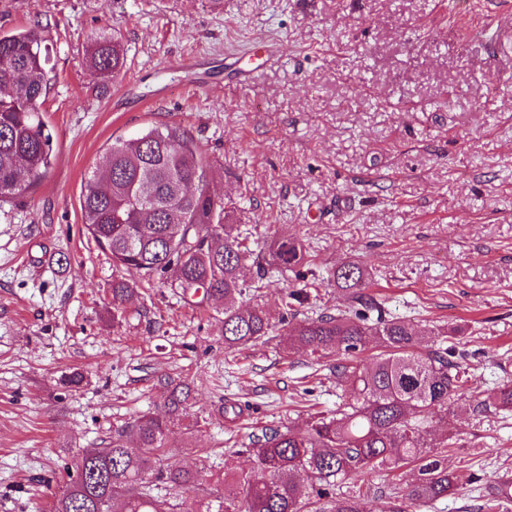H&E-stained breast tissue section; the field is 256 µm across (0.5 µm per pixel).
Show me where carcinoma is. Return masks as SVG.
Instances as JSON below:
<instances>
[{"label": "carcinoma", "mask_w": 512, "mask_h": 512, "mask_svg": "<svg viewBox=\"0 0 512 512\" xmlns=\"http://www.w3.org/2000/svg\"><path fill=\"white\" fill-rule=\"evenodd\" d=\"M49 49L37 26L0 34V199L15 198L37 185L52 164V134L40 113L50 87ZM121 45L100 38L91 51V75L118 74ZM208 163L194 139L180 126L152 128L132 139H116L102 167L88 173L81 195L83 224L116 269L133 268L151 281L171 274L183 293L203 291V301L224 315V348L258 342L272 330L266 311L244 307L242 264L254 255L247 239L233 235L224 200L208 191ZM272 264L303 282L301 247L293 239H274ZM367 266L345 262L329 280L345 291L350 310L283 326L288 350L301 348L336 359V386L347 400L328 416L309 417L301 428H265L239 450L254 471H224L214 489L204 467L168 463L169 433L186 415L191 388L182 383L166 396L165 416L146 413L112 432L102 448L78 450L66 463L67 479L54 495L52 512H177L165 492L194 489V512H367L354 494L337 495L353 475L417 467L406 484L414 503L448 497L455 487L444 457L452 444L435 442L429 429L461 404L481 412L512 411V383L490 393L468 385L467 353L456 337L435 333L433 345L419 348L420 334L397 318L367 310ZM138 293L123 279L112 280L115 311ZM379 352L360 357L370 344ZM305 473L311 485L300 480Z\"/></svg>", "instance_id": "1"}]
</instances>
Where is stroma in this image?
Wrapping results in <instances>:
<instances>
[{
    "instance_id": "stroma-1",
    "label": "stroma",
    "mask_w": 512,
    "mask_h": 512,
    "mask_svg": "<svg viewBox=\"0 0 512 512\" xmlns=\"http://www.w3.org/2000/svg\"><path fill=\"white\" fill-rule=\"evenodd\" d=\"M35 25L52 49L41 111L54 163L0 202V512H49L72 451L163 412L167 377L190 384L187 416L204 421L172 430L173 461L195 465L202 446L218 472L252 470L224 456L251 432L342 400L331 359L284 352L275 333L225 349L221 316L163 279L114 316L113 279L142 277L87 234L83 180L113 140L151 127L195 139L256 254L281 235L301 244L321 280L296 321L345 310L327 275L363 261L367 294L391 315L455 330L471 387L512 380V42L484 0H0L1 33ZM103 35L126 66L95 78L87 54ZM233 63L262 70L242 85ZM299 286L276 269L243 302L275 319ZM438 430L454 444L447 499L411 504L407 468L347 488L368 512H477L512 473V412L465 407Z\"/></svg>"
}]
</instances>
